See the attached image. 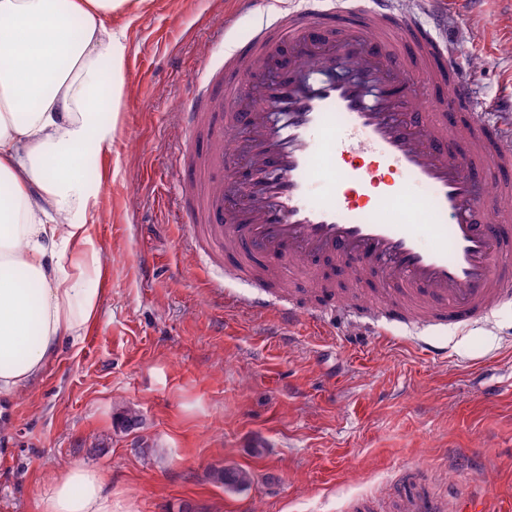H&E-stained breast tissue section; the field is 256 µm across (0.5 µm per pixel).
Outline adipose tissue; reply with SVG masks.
Returning <instances> with one entry per match:
<instances>
[{"instance_id":"adipose-tissue-1","label":"adipose tissue","mask_w":512,"mask_h":512,"mask_svg":"<svg viewBox=\"0 0 512 512\" xmlns=\"http://www.w3.org/2000/svg\"><path fill=\"white\" fill-rule=\"evenodd\" d=\"M145 0H0V393L42 377L63 340L96 323L106 264L94 225L98 184L80 167L110 149L124 30ZM38 512H112L104 476L74 466Z\"/></svg>"}]
</instances>
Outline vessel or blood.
Returning <instances> with one entry per match:
<instances>
[{
    "mask_svg": "<svg viewBox=\"0 0 512 512\" xmlns=\"http://www.w3.org/2000/svg\"><path fill=\"white\" fill-rule=\"evenodd\" d=\"M236 2L262 22L222 66L202 62L205 92L177 110L186 176L171 208L203 244V268L221 261L260 285L248 308L288 327L361 320V308L337 304L332 284L315 279L321 258L373 280L364 306L376 328L460 327L511 303L512 108L477 99L456 66L457 44L441 33L447 9L424 22L399 14L395 0ZM319 159L326 176L312 204ZM411 182L430 190L439 223L397 220ZM296 274L321 305L269 299ZM422 480L414 468L399 475L394 512H488L465 487L408 493Z\"/></svg>",
    "mask_w": 512,
    "mask_h": 512,
    "instance_id": "1",
    "label": "vessel or blood"
}]
</instances>
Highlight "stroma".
<instances>
[{
	"label": "stroma",
	"mask_w": 512,
	"mask_h": 512,
	"mask_svg": "<svg viewBox=\"0 0 512 512\" xmlns=\"http://www.w3.org/2000/svg\"><path fill=\"white\" fill-rule=\"evenodd\" d=\"M234 0H151L125 18V84L112 150L90 161L108 290L98 320L63 342L34 384L0 394V512H37L51 480L103 473L112 512H350L421 466L437 490L470 486L512 512V305L456 330L430 358L402 325L382 343L339 322L334 333L208 298L199 259L163 198L180 179L175 108L203 60L257 24ZM449 38L483 96L512 94V0H463ZM141 414L121 431L120 405ZM249 470L229 492L210 473Z\"/></svg>",
	"instance_id": "obj_1"
}]
</instances>
